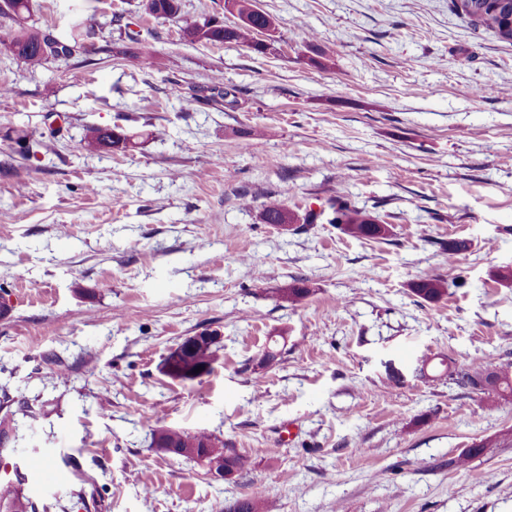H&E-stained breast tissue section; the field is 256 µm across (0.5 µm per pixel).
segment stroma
Masks as SVG:
<instances>
[{"instance_id": "35a3bbf8", "label": "stroma", "mask_w": 512, "mask_h": 512, "mask_svg": "<svg viewBox=\"0 0 512 512\" xmlns=\"http://www.w3.org/2000/svg\"><path fill=\"white\" fill-rule=\"evenodd\" d=\"M32 3L30 24L62 33L97 0ZM257 4L274 22L263 53L182 39L193 20L233 23L224 0H183L177 19L116 0L102 53L66 65L0 51V410L16 422L0 487L63 512L254 497L264 512H512V397L415 370L423 355L512 364V285L492 277L512 268V44L448 0ZM217 74L234 103L170 94ZM114 125L132 147L81 146ZM15 129L45 139L26 152ZM336 195L388 236L261 219L272 198L301 215ZM455 238L470 248L452 260ZM425 275L447 295L414 294ZM297 281L308 297L280 299ZM204 330L222 335L212 372L163 375ZM158 426L211 433L248 466L214 478L152 447ZM42 462L66 482L41 485Z\"/></svg>"}]
</instances>
